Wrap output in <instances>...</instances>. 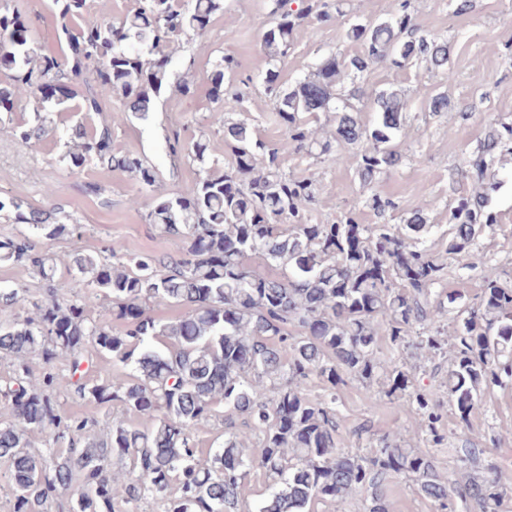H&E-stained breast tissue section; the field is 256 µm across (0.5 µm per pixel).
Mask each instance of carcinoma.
I'll use <instances>...</instances> for the list:
<instances>
[{
  "label": "carcinoma",
  "mask_w": 512,
  "mask_h": 512,
  "mask_svg": "<svg viewBox=\"0 0 512 512\" xmlns=\"http://www.w3.org/2000/svg\"><path fill=\"white\" fill-rule=\"evenodd\" d=\"M60 19L63 54L41 51L29 23L0 8V114L14 112L18 97L30 94L40 108L99 112L114 95L127 109L96 127L84 123L67 132L63 161L71 170L94 162L153 188L157 172L141 156L112 148V122L147 120L155 98L169 85V68L159 63L181 36L199 35L204 18L224 9V0H139L117 22L78 29L86 0H52ZM265 0L272 25L262 36L260 76L273 97L284 138L265 142L244 121L225 113L244 102L248 84L231 83L239 61L222 55L211 73V92L224 90V109L211 123L224 128L231 150L227 164L212 160L202 140L180 132L168 139L173 155L200 167L184 192H159L148 213L160 233L180 240V251L127 254L115 245L106 255L76 251L70 269L85 291L76 299L58 296L32 303V315L0 317V357L12 367V383L0 387V458L12 465L13 512H141L150 498L164 500L165 512H243L242 491L254 468L263 471L268 495L257 512H315L319 503L339 510L358 492L361 512H389L385 488L404 476L440 509L460 501L473 512H503L512 499L492 464L476 477L468 465L486 452L466 446L455 452L460 476L448 480L430 456L398 439L383 437L361 453L342 446L336 388L346 379L377 386L389 399L408 396L429 431L438 421V400L415 388V367L380 356L378 339L411 356L431 359L447 353L442 325L451 319L454 344L445 386L448 407L459 423L482 408L493 386L512 383V281L484 264L477 242L494 226L481 208L488 197L484 170L497 156L512 157V126L491 125L481 156L473 163L477 187L451 211L448 254L467 269L482 267L478 302L460 305L462 294L440 292L446 264L426 245L431 225L421 212L405 224H360L343 215L332 224H306L305 208L315 201L310 178L285 172L288 150L309 154L336 149V159L353 153L357 175L367 185L401 162L396 139L405 130L408 100L399 90L374 98L375 120L368 127L340 90L370 65L403 67L421 59L442 81L448 67V39L423 31L407 13V3L391 0V17L371 26L345 23L342 0ZM345 26L359 55L334 57L285 87L278 64L288 56L298 28L309 18ZM21 144L46 133L41 113L13 127ZM26 230L0 239V263L20 265L47 283L54 281L52 256L35 238L79 232L70 215L54 206L43 210L14 198H0ZM280 274L266 275L260 265ZM112 303V320L90 315L100 298ZM28 301L24 288L0 289V312ZM176 306L185 313L160 322L149 306ZM165 340V349L155 341ZM44 364L34 378L30 356ZM106 356L123 373L106 380L93 375V361ZM66 358L59 368L56 362ZM330 391L313 398L311 379ZM73 391L80 399L111 411L103 439L86 436L88 421L69 419L57 399ZM131 415L152 424L134 426ZM249 418L260 436L253 455L248 438L229 430L232 418ZM216 417L224 421L222 446L209 462L197 459L194 431ZM42 437L44 450H30L29 435ZM67 444L69 451L54 449ZM124 461L133 478L114 469Z\"/></svg>",
  "instance_id": "carcinoma-1"
}]
</instances>
